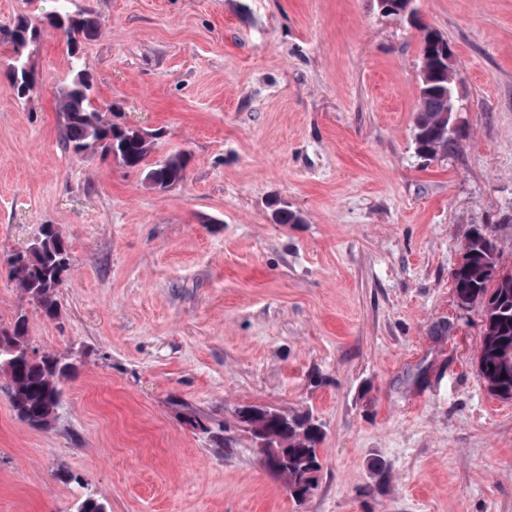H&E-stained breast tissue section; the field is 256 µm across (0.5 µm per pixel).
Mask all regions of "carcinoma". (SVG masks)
Masks as SVG:
<instances>
[{
    "mask_svg": "<svg viewBox=\"0 0 512 512\" xmlns=\"http://www.w3.org/2000/svg\"><path fill=\"white\" fill-rule=\"evenodd\" d=\"M414 0H383L387 15H414ZM62 32L71 58L72 77L61 88L59 107L62 136L77 153L101 149L115 154L122 166H142L150 142L136 129H120L92 104L93 81L80 66L77 50L81 41L96 36L97 20L73 14L62 5L44 16ZM39 34L28 19H19L10 32L14 53L19 58L8 64L10 87L19 99L29 95L34 78L20 58ZM424 79L415 117V141L423 157H435L454 147L448 122V108L456 106L454 80L449 78L448 42L427 27L420 28ZM185 162L179 155L166 159L145 173L146 182L159 189L183 181ZM26 260L10 262L16 288L32 300L48 319L59 314L58 294L69 268L65 238L52 224H44L39 235L23 251ZM456 296L464 306L477 305L482 315V340L478 356L479 373L487 388L502 399H512V268L498 262L490 235L471 233L463 247L458 266L452 272ZM75 370L66 358L41 352L27 336V318L19 315L13 324L0 326V371L7 375L4 387L18 418L33 428H45L59 407L61 383ZM247 432L267 456L266 468L285 479L290 496L301 502L318 484L321 426L308 415L290 416L272 408L249 406ZM74 512H108L107 503L87 495L75 504Z\"/></svg>",
    "mask_w": 512,
    "mask_h": 512,
    "instance_id": "carcinoma-1",
    "label": "carcinoma"
}]
</instances>
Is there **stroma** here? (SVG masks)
Instances as JSON below:
<instances>
[{
	"mask_svg": "<svg viewBox=\"0 0 512 512\" xmlns=\"http://www.w3.org/2000/svg\"><path fill=\"white\" fill-rule=\"evenodd\" d=\"M93 104L144 132L143 167L62 140L71 64L41 25L9 89V31L51 0H0V325L76 365L55 420L0 390V512H512V401L478 367L482 319L452 272L488 230L512 266V0H415L451 50L464 135L414 144L421 43L377 0H66ZM180 154L158 189L145 168ZM299 214L278 224L275 209ZM59 227V315L8 259ZM321 423L318 486L289 495L238 407ZM230 427L216 447L190 416ZM185 162L179 155H174L166 159L163 163L148 169L145 173L146 182L159 189L170 187L183 181Z\"/></svg>",
	"mask_w": 512,
	"mask_h": 512,
	"instance_id": "35a3bbf8",
	"label": "stroma"
}]
</instances>
